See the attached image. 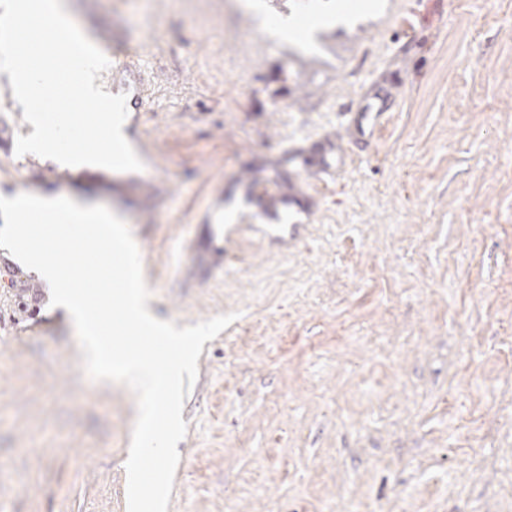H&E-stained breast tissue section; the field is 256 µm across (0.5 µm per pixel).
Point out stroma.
Returning <instances> with one entry per match:
<instances>
[{
    "mask_svg": "<svg viewBox=\"0 0 512 512\" xmlns=\"http://www.w3.org/2000/svg\"><path fill=\"white\" fill-rule=\"evenodd\" d=\"M361 2L307 47L259 31L269 0L71 6L160 29L140 130L170 193L107 169L44 192L127 223L162 319L238 315L198 359L168 512H512V0ZM367 102L382 130L297 201L310 239L248 235L190 277L216 195L255 168L308 180ZM3 266L0 512H127L135 395L92 380L63 311Z\"/></svg>",
    "mask_w": 512,
    "mask_h": 512,
    "instance_id": "stroma-1",
    "label": "stroma"
}]
</instances>
